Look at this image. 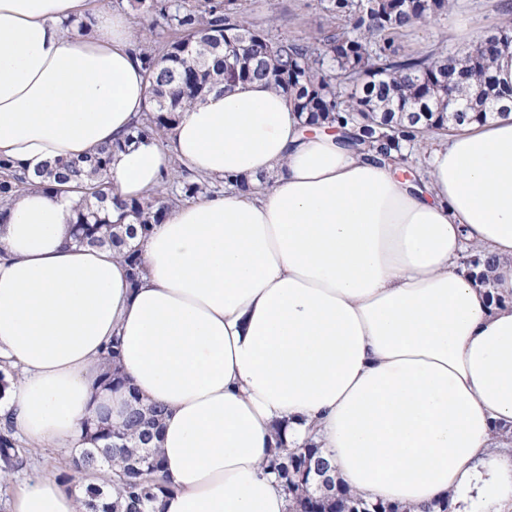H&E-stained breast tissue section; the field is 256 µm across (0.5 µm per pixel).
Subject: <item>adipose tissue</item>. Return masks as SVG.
<instances>
[{
	"label": "adipose tissue",
	"instance_id": "obj_1",
	"mask_svg": "<svg viewBox=\"0 0 512 512\" xmlns=\"http://www.w3.org/2000/svg\"><path fill=\"white\" fill-rule=\"evenodd\" d=\"M134 38L88 0H0V157L34 178L124 138L149 99ZM493 75L495 117L429 139L418 185L309 134L263 81L214 90L112 161L121 199L175 164L225 183L140 240L135 286L112 250L73 244L75 196L22 192L0 225V367L20 375L0 423L81 448L84 422L121 421L130 395L164 407L159 512H288L263 463L311 443L370 501L512 512V449L493 439L512 427V51ZM474 247L508 302L463 264ZM115 336L126 383L108 388ZM11 512H81L80 496L43 476Z\"/></svg>",
	"mask_w": 512,
	"mask_h": 512
}]
</instances>
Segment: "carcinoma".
I'll list each match as a JSON object with an SVG mask.
<instances>
[{
  "instance_id": "obj_1",
  "label": "carcinoma",
  "mask_w": 512,
  "mask_h": 512,
  "mask_svg": "<svg viewBox=\"0 0 512 512\" xmlns=\"http://www.w3.org/2000/svg\"><path fill=\"white\" fill-rule=\"evenodd\" d=\"M129 2L135 19L147 22L150 34L158 28L179 33L172 41H159L138 53L148 83V113L123 140L103 146L90 158L51 163L41 178L45 187L58 184L64 191L81 194L71 219L74 242L116 248L133 284L143 268L138 248L123 237V226L136 224L145 236L173 203L214 195L219 183L183 169L165 177L163 193L115 201L120 214L114 221L112 208L103 206L111 191L112 157L131 142L162 138L182 112L215 88L265 80L289 95L298 111L310 113L311 125L342 133L358 150L416 179L421 169L414 152L421 150L429 134L486 119L501 98L491 76L493 58L479 53L481 41L453 52L405 54L395 48L406 28L448 13L450 0H325L330 23L307 38L278 35L270 24L263 27L247 20L243 0ZM472 81L477 94L464 97L461 112H452L448 86ZM29 185L23 168L0 160V219L10 200ZM468 262L484 265L482 284L494 288L489 272L497 260L475 254ZM118 346L113 341L105 351V363L111 366L104 374L105 386L123 383L113 367ZM158 417L157 410L135 402L119 424L103 413L87 422L86 438L95 447L74 457V470L85 474L110 461L112 479L105 490L86 488L85 512H92L111 492L116 500L110 512H156L164 491L154 478L161 462L150 448ZM23 463L14 429L6 423L0 429V468L12 472ZM316 468L328 469L329 461L314 446L278 448L269 459L266 470L288 494L290 512H408L367 501L336 475L320 488L311 480Z\"/></svg>"
}]
</instances>
